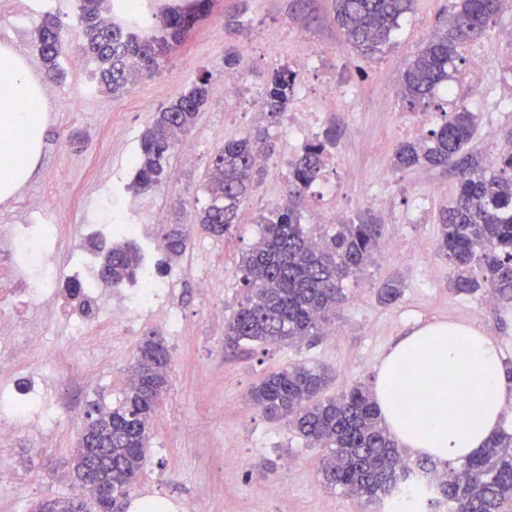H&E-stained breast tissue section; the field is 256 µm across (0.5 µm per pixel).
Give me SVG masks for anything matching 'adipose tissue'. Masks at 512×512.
<instances>
[{
    "label": "adipose tissue",
    "instance_id": "1",
    "mask_svg": "<svg viewBox=\"0 0 512 512\" xmlns=\"http://www.w3.org/2000/svg\"><path fill=\"white\" fill-rule=\"evenodd\" d=\"M41 99L24 55L0 45V199L11 198L41 158L43 115L27 108ZM373 393L400 447L460 463L502 427L512 405V374L490 337L441 322L415 329L390 350Z\"/></svg>",
    "mask_w": 512,
    "mask_h": 512
}]
</instances>
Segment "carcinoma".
<instances>
[{"label": "carcinoma", "mask_w": 512, "mask_h": 512, "mask_svg": "<svg viewBox=\"0 0 512 512\" xmlns=\"http://www.w3.org/2000/svg\"><path fill=\"white\" fill-rule=\"evenodd\" d=\"M336 22L347 41L363 57L389 47L414 0H333ZM503 0H455L448 27L425 43L409 63L401 101L410 110L427 107L442 86L454 79L462 50L480 39L500 13ZM208 0L193 8L153 14L147 37L120 21L104 19L107 0H79L78 37L82 50L99 64L100 88L119 95L136 75L158 70L170 47L194 23ZM40 56L52 78H60L59 59L65 49L62 25L47 18L36 30ZM297 74L275 69L261 93V109L271 119L288 111ZM210 93V79L200 78L169 105L160 109L141 138L134 187L147 191L165 178L174 143L194 127ZM476 115L457 105L448 121L422 142L403 141L395 149L398 168L452 166L457 176L454 200L440 213L437 250L452 270L456 294H471L485 279L495 299L512 302V154L484 163L466 145ZM336 127L310 143L288 164L289 205L260 216L261 236L239 260L244 296L228 321L227 346L294 344L320 336L345 301L343 282L360 275L380 247L382 225L359 217L331 230L308 232L301 224L297 198L323 169L327 145L336 143ZM259 154H271L266 128L259 126L224 141L206 174V204L194 211L193 221L214 237L234 235L239 207L259 182ZM165 251L179 257L187 248L182 224L163 226ZM142 257L131 247L115 245L106 255L103 286L117 288L136 277ZM378 299L392 304L401 296L394 280L383 282ZM158 336L139 345L123 390L112 408L82 428L70 464L83 488L79 497H56L31 505L30 512H94L102 487L112 500L125 497L146 459L155 409L168 389L170 355ZM329 372L297 364L266 375L248 393L249 401L266 416L286 419L288 426L312 447L327 449L321 474L345 494L370 501L390 500L416 484L412 467L380 416L373 393L356 384L338 396H326ZM112 451V464L99 463L86 444ZM438 495L453 512H512V434L496 433L476 456L458 468L438 474Z\"/></svg>", "instance_id": "carcinoma-1"}]
</instances>
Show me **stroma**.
Here are the masks:
<instances>
[{
  "label": "stroma",
  "instance_id": "35a3bbf8",
  "mask_svg": "<svg viewBox=\"0 0 512 512\" xmlns=\"http://www.w3.org/2000/svg\"><path fill=\"white\" fill-rule=\"evenodd\" d=\"M11 2L0 0V45L31 43L44 15L55 16L66 29L78 19L77 0H52L40 15L15 13ZM451 2L415 0L395 45L370 60L346 42L333 0H213L159 70L137 78L116 98L100 91L84 95V77L98 64L76 47L61 56L63 77L57 81L46 79L37 53L28 51L30 68L43 81L46 133L40 163L21 189L29 207L18 210L0 202V225H57L56 257L86 248L81 225L111 220L133 195L164 206L168 222L189 223L206 198V171L226 139L263 123L275 153L263 181L240 206L235 235L219 240L193 232L185 252L167 264L165 272L175 280L167 302L180 315L175 335L149 317L111 320L110 312L127 305L123 288L102 297L101 320L83 332L64 319L41 322L34 331L29 318L0 309V393H12L35 376L47 401L66 404L55 423L31 418L0 441V455L12 457L16 476L10 488L0 489V512H28L35 502L68 496L76 482L69 461L81 422L93 409L119 402L138 347L152 335L162 337L169 350V390L152 422L137 490L121 512H140L137 492L143 488L166 497L174 512H190L200 501L210 512H388L383 503L329 488L320 474L324 449L307 447L284 422L252 405L247 394L270 372L301 363L329 370V396L357 383L373 384L383 359L409 330L436 322L475 328L494 339L504 361L512 362V304L490 299L484 289L454 294L448 263L436 250L439 212L455 195L454 171L398 170L391 163L395 144L428 138L458 102L477 116L467 148L478 157L490 158L504 130L512 128V103L497 99L499 74L512 65V46L496 36L512 29V7L499 14L494 31L466 47L452 94L438 96L418 114V129L405 125L408 112L399 100L404 71L420 44L447 25ZM292 22L320 52V67L305 75L304 84L317 89L322 70L335 69L355 87L352 109L333 102L323 109V126L341 131L332 148L341 178L336 206L349 219L373 214L383 226L384 248L347 285V299L336 313L337 324L345 328L341 336L238 353L224 345L225 326L243 296L238 260L259 235L257 216L272 207L270 189L288 185L287 119L269 122L257 110L234 112L213 95L172 152L161 188L134 192L126 158L138 151L156 112L200 77L218 83L226 58L240 56L243 49L254 57L249 82L264 86L279 59L296 51L288 31ZM476 77L488 90L480 100L471 97ZM59 195L71 199V208L54 210ZM204 278L210 288H200ZM390 278L401 282L402 295L385 306L375 285ZM194 427L204 428L205 437L190 436Z\"/></svg>",
  "mask_w": 512,
  "mask_h": 512
}]
</instances>
